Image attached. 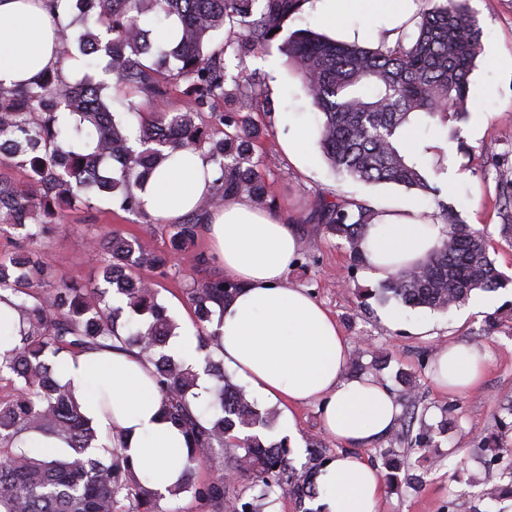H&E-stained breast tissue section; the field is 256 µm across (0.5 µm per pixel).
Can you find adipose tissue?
Masks as SVG:
<instances>
[{
  "mask_svg": "<svg viewBox=\"0 0 512 512\" xmlns=\"http://www.w3.org/2000/svg\"><path fill=\"white\" fill-rule=\"evenodd\" d=\"M310 9L321 24L364 12L369 26L345 33L346 41L362 43L378 29L402 26L417 4L312 0ZM71 20L66 0L53 13L44 0H0V88H18L54 69L59 31ZM277 120L293 131L282 142L289 159L303 169L313 166L309 133L319 121L318 113L283 112ZM217 177L204 151H170L134 193L147 215L174 223L213 193ZM205 224L225 276L241 285L215 326L217 354L272 406L319 402L324 432L342 446L317 478L321 512H378L381 474L363 451L391 432L399 406L385 385L346 375L348 341L335 319L311 294L288 284L286 274L302 248L299 234L293 225L238 197L210 210ZM445 231L444 224L425 217L423 207L413 201L377 202L360 242L369 277L386 280L423 262ZM53 366L57 379L71 389L101 434L114 426L123 430L127 454L146 486L163 493L179 481L186 437L164 420L161 393L151 377L153 366L138 350L63 353ZM483 372L474 348L454 345L440 352L434 381L447 392L473 389Z\"/></svg>",
  "mask_w": 512,
  "mask_h": 512,
  "instance_id": "1",
  "label": "adipose tissue"
}]
</instances>
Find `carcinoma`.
<instances>
[{
    "mask_svg": "<svg viewBox=\"0 0 512 512\" xmlns=\"http://www.w3.org/2000/svg\"><path fill=\"white\" fill-rule=\"evenodd\" d=\"M304 2L71 0L77 13L60 36L61 61L72 57L69 44L76 41L83 55L107 58L105 70L117 92L140 96L151 107L138 113L136 148L104 100L107 85L102 81L87 76L72 82L56 69L29 86L0 90V158L28 169L29 177L26 189L0 178V224L19 232L23 242L21 249L0 254V292L14 296V307L27 324L13 349L0 354V380L12 384L10 397L0 399V512H166L163 500L187 492L206 512H264L276 491L294 498L301 512H309L304 502L316 497L314 479L332 460L329 449L322 440L311 439L306 461L297 468L289 458L287 439L267 443L256 436L239 437L244 429L269 426L273 414L258 409L245 389L224 373V359L214 358L213 308L224 307L241 285L220 276L194 281L186 291L193 307L196 351L204 372L215 380L205 412L188 400L197 373L163 352L176 324L159 302L155 284L136 276L141 268L166 267L170 254L194 244L204 215L229 196L277 212L265 181L274 159H254L263 129L250 109L263 89L247 79L237 98L241 111L207 113L225 93L224 67L206 53V46L209 36L227 25L229 35L220 53L229 48L238 56L264 51ZM430 3L408 42L401 36L390 44L383 34L377 46L368 47L297 30L279 44L320 112L321 148L336 173L366 184L439 194L419 157L400 148V134L413 118L437 117L446 123L448 113L461 110L483 31L468 0ZM148 12L176 17L180 39L169 47L157 44L152 32L140 25ZM180 80L189 82L190 107L184 112L154 109ZM60 111L77 116L76 122L57 125L55 113ZM214 120L224 125V137L218 140L204 136ZM74 141L86 142L91 151L63 148ZM206 145L219 173L216 191L200 202L196 213L172 225L167 251L150 250L139 239L114 232L93 242V249L109 256L95 281L50 280L41 239L57 223V204L83 195L102 196L140 215L133 187L153 172L164 152ZM507 197L500 207V235L511 243L512 192ZM439 208V217L448 224L447 237L426 261L401 270L380 288L410 308L444 311L476 289L495 291L506 282L483 235L447 204ZM371 216L365 201L321 198L307 221L324 234L345 239L360 262L359 242ZM118 346L139 349L154 365L162 413L187 438L181 481L167 496L138 480L120 431L102 454L87 453L98 441L97 430L55 376L53 358L62 352ZM204 420L211 426H204ZM30 432L65 442L68 456L47 458L31 448L15 447ZM400 442L396 435L380 452L394 471L391 482L405 467L393 449ZM231 445L244 454L230 461L226 473L195 481L202 460ZM482 451L490 466L512 457V447L494 436L483 438Z\"/></svg>",
    "mask_w": 512,
    "mask_h": 512,
    "instance_id": "1",
    "label": "carcinoma"
}]
</instances>
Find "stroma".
<instances>
[{
  "label": "stroma",
  "instance_id": "obj_1",
  "mask_svg": "<svg viewBox=\"0 0 512 512\" xmlns=\"http://www.w3.org/2000/svg\"><path fill=\"white\" fill-rule=\"evenodd\" d=\"M483 28L482 52L470 77V90L461 118L418 122L412 145L421 151L426 168L440 195L406 191L394 184H365L338 176L329 166L312 133L315 154L311 169L302 170L282 154L280 143L286 131L272 124L268 136L255 149L256 156H272L266 182L280 204L279 213L295 222L308 216L319 198L356 199L375 202L382 198L411 200L431 212L446 202L476 230L483 232L489 255L497 268L512 278V244L501 238L499 208L505 182L512 180V0H469ZM278 46L261 53L224 57L227 99L217 101L216 111L229 112L236 100V82L241 78L259 81L273 112H309L313 105L298 76L281 60ZM279 60L276 71L263 63ZM446 148L445 158L431 153V146ZM455 168L456 184L436 172L437 162ZM137 237L148 248L164 251L169 245V227L164 220L122 211L108 199L95 197L61 210V221L47 242L48 262L53 275L89 281L96 277L93 239L111 232ZM205 237H198L188 251L172 256L166 271H144L154 281L159 299L170 317L178 320L184 335L196 329L186 298V286L196 279L223 275L217 259L197 266L194 255L208 252ZM300 265L287 275L289 283L307 289L336 319L348 339V358L361 365V373L400 393L399 374L415 385V409L423 421L438 425L449 419L447 432L434 435L429 446L413 447L408 453L410 471L422 482L385 488L379 512H512V499H480L486 485L512 481V459L488 467L478 450L481 436L496 433L512 444V415L502 405L512 398V290L494 292V304L475 309L473 301L445 312L412 309L400 301L374 297L377 282L365 267L355 266L348 243L332 235H318L314 246L303 247ZM397 316L390 325L389 316ZM496 327H489V319ZM430 324L427 334L415 331L417 321ZM463 344L480 355L485 371L478 389L442 392L433 376L439 351ZM297 437L291 446L294 465L306 460L310 439L323 437L317 402L293 410Z\"/></svg>",
  "mask_w": 512,
  "mask_h": 512
}]
</instances>
